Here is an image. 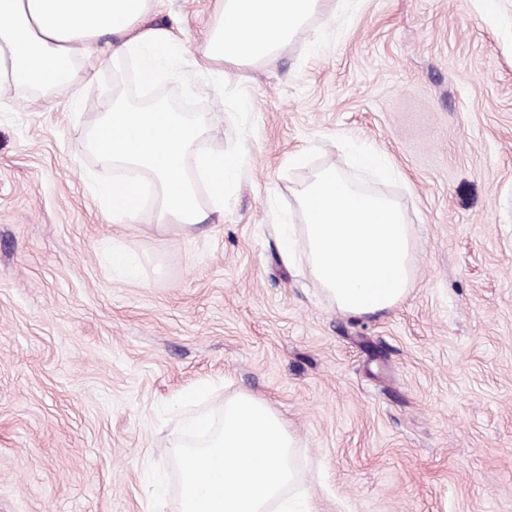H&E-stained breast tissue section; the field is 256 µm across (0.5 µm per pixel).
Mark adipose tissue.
<instances>
[{
  "label": "adipose tissue",
  "instance_id": "obj_1",
  "mask_svg": "<svg viewBox=\"0 0 512 512\" xmlns=\"http://www.w3.org/2000/svg\"><path fill=\"white\" fill-rule=\"evenodd\" d=\"M155 0H0V84L41 90L86 79L89 47L112 39V56L137 59L152 79L174 78L168 59L177 51L173 31L144 24ZM324 0H223L203 41L214 64L241 67L270 62L303 33Z\"/></svg>",
  "mask_w": 512,
  "mask_h": 512
}]
</instances>
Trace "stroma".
I'll return each mask as SVG.
<instances>
[{
	"label": "stroma",
	"instance_id": "35a3bbf8",
	"mask_svg": "<svg viewBox=\"0 0 512 512\" xmlns=\"http://www.w3.org/2000/svg\"><path fill=\"white\" fill-rule=\"evenodd\" d=\"M219 0H163L196 76L206 144L235 131L202 60ZM269 64L231 69L255 129L205 225L116 224L84 148L119 86L0 88V512H150L188 412L252 394L299 438L306 512H512V0H347ZM387 155L416 238L394 308L339 312L273 220L337 139ZM300 152L305 166H289ZM135 255L137 279L112 269ZM211 393L185 406L202 385Z\"/></svg>",
	"mask_w": 512,
	"mask_h": 512
}]
</instances>
